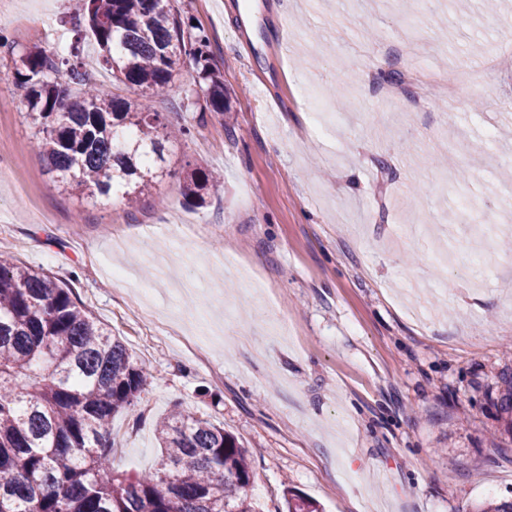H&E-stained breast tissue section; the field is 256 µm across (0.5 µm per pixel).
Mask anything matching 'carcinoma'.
<instances>
[{"label": "carcinoma", "instance_id": "obj_1", "mask_svg": "<svg viewBox=\"0 0 512 512\" xmlns=\"http://www.w3.org/2000/svg\"><path fill=\"white\" fill-rule=\"evenodd\" d=\"M114 82L141 101L92 83L82 71V23ZM67 55L29 50L15 61L38 122V148L66 190L134 204L167 173L152 136L165 93L185 110L230 111L210 39L174 0H81ZM194 87L175 79L181 64ZM219 178L192 173L183 196L198 203ZM147 374L122 342L80 306L73 290L0 256V512H254L251 452L210 419L174 409L156 426L159 467L112 472V417L138 404ZM287 512H320L284 490Z\"/></svg>", "mask_w": 512, "mask_h": 512}]
</instances>
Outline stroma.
Listing matches in <instances>:
<instances>
[{
    "label": "stroma",
    "mask_w": 512,
    "mask_h": 512,
    "mask_svg": "<svg viewBox=\"0 0 512 512\" xmlns=\"http://www.w3.org/2000/svg\"><path fill=\"white\" fill-rule=\"evenodd\" d=\"M457 2L178 0L232 110L153 98L174 173L130 209L53 181L13 80L14 55L70 40L71 0H0V252L71 287L145 368L112 420L114 472L157 467L178 406L252 450L260 512L288 487L323 512L512 500V0ZM463 70L482 83L455 107L418 96ZM195 168L224 177L198 206Z\"/></svg>",
    "instance_id": "obj_1"
}]
</instances>
